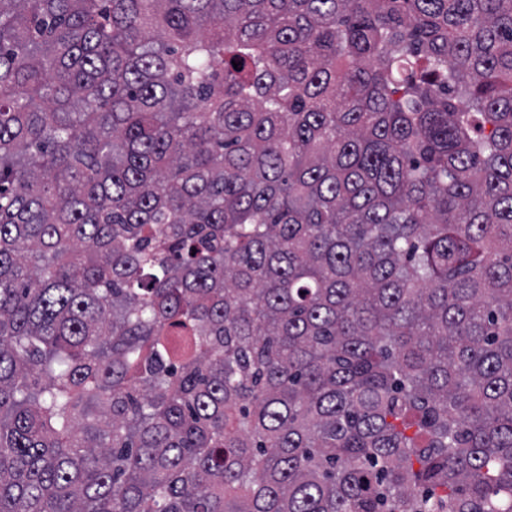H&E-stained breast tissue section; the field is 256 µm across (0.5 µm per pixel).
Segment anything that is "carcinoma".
<instances>
[{
	"label": "carcinoma",
	"mask_w": 512,
	"mask_h": 512,
	"mask_svg": "<svg viewBox=\"0 0 512 512\" xmlns=\"http://www.w3.org/2000/svg\"><path fill=\"white\" fill-rule=\"evenodd\" d=\"M0 512H512V0H0Z\"/></svg>",
	"instance_id": "1"
}]
</instances>
